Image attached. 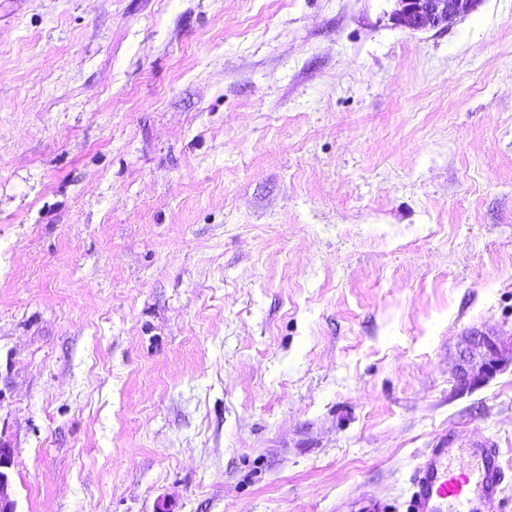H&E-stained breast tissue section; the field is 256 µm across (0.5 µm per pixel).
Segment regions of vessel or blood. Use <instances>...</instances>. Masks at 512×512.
Returning <instances> with one entry per match:
<instances>
[{
	"instance_id": "vessel-or-blood-1",
	"label": "vessel or blood",
	"mask_w": 512,
	"mask_h": 512,
	"mask_svg": "<svg viewBox=\"0 0 512 512\" xmlns=\"http://www.w3.org/2000/svg\"><path fill=\"white\" fill-rule=\"evenodd\" d=\"M456 454L446 440L427 449L412 475L406 512H496L503 482L497 449H473L476 468L460 472Z\"/></svg>"
}]
</instances>
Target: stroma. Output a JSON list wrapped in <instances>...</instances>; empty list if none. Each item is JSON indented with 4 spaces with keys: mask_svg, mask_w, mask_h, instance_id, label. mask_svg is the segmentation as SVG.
<instances>
[{
    "mask_svg": "<svg viewBox=\"0 0 512 512\" xmlns=\"http://www.w3.org/2000/svg\"><path fill=\"white\" fill-rule=\"evenodd\" d=\"M0 0V443L18 512H404L500 450L512 0ZM478 0H396L394 24L410 31H425L448 26L469 12ZM467 350L469 357L454 379L453 392L457 395L465 394L492 378L512 358L511 350L507 356L497 340L478 332L469 336ZM474 351L478 352V361Z\"/></svg>",
    "mask_w": 512,
    "mask_h": 512,
    "instance_id": "1",
    "label": "stroma"
}]
</instances>
